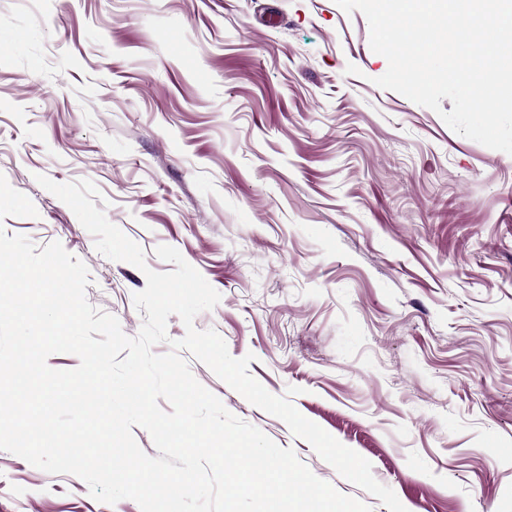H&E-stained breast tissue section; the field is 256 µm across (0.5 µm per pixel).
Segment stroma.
Returning a JSON list of instances; mask_svg holds the SVG:
<instances>
[{"label": "stroma", "instance_id": "stroma-1", "mask_svg": "<svg viewBox=\"0 0 512 512\" xmlns=\"http://www.w3.org/2000/svg\"><path fill=\"white\" fill-rule=\"evenodd\" d=\"M335 0H0V221L88 268L137 336L145 269L111 260L37 181L98 209L220 293L198 314L250 374L372 465L407 512H512V155L380 88L386 59ZM197 381L371 512L281 419L188 349ZM0 512H140L0 450Z\"/></svg>", "mask_w": 512, "mask_h": 512}]
</instances>
